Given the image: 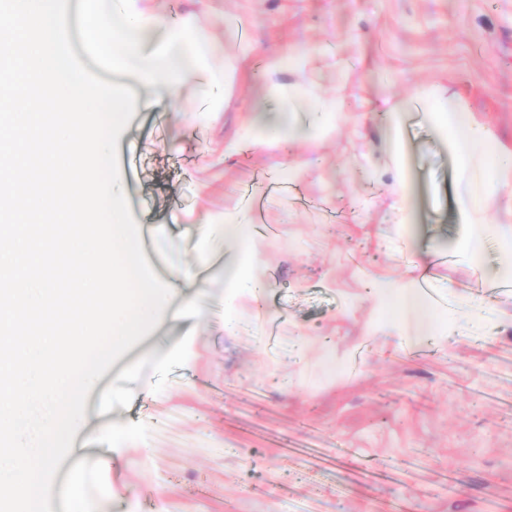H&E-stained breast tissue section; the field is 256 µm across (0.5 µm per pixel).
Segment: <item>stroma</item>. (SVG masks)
Segmentation results:
<instances>
[{
  "label": "stroma",
  "instance_id": "35a3bbf8",
  "mask_svg": "<svg viewBox=\"0 0 512 512\" xmlns=\"http://www.w3.org/2000/svg\"><path fill=\"white\" fill-rule=\"evenodd\" d=\"M152 5L164 25L211 35L223 94L204 115L199 76L173 87L174 112L133 82L154 108L119 136L130 209L188 265L206 217L245 219L246 196L263 199L274 230L252 272L267 288L242 306L210 269L204 319L173 321L161 350L98 379L52 512H70L75 488L85 512H512V292L481 289L512 262V174L473 264L455 246L470 201L428 108L456 99L512 152V0ZM289 95L300 116L338 115L311 141L257 145L253 113ZM409 273L445 298L448 330L412 346L368 334L369 286ZM260 313L275 342L254 330Z\"/></svg>",
  "mask_w": 512,
  "mask_h": 512
}]
</instances>
